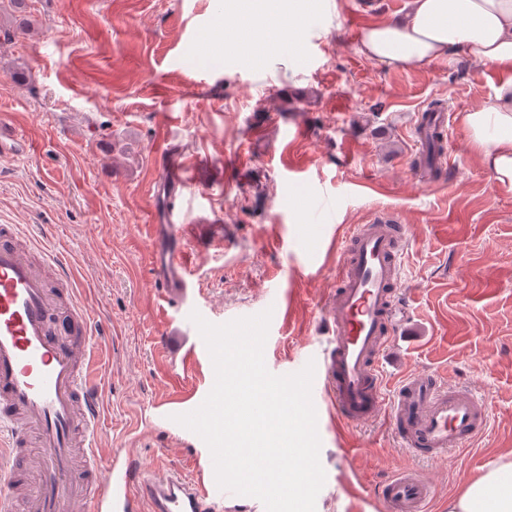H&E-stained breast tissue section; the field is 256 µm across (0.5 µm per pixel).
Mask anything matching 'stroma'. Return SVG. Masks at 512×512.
I'll return each instance as SVG.
<instances>
[{
  "mask_svg": "<svg viewBox=\"0 0 512 512\" xmlns=\"http://www.w3.org/2000/svg\"><path fill=\"white\" fill-rule=\"evenodd\" d=\"M409 0H278L297 32L289 49L245 58L222 40L236 27L222 0H28L29 34L0 44V127L23 131L0 154V224L47 226L49 248L83 284L102 327L93 357L101 454L156 451L188 471L209 454L163 409L208 395L211 362L160 296L147 256L150 225L182 210L200 315L214 324L287 307L264 347L275 375L319 350V321L336 287L340 246L354 225L398 210L416 241L401 272L398 331L384 364L389 386L441 372L490 400L487 432L468 450L424 463L437 487L430 512L493 457L512 452V193L471 144L465 112L491 103L512 69L457 51L385 69L360 50L371 26L401 18ZM27 65L26 83L12 75ZM450 117L452 174L415 167V122L432 101ZM174 122H166V115ZM264 125L263 135L250 131ZM305 127L293 138L296 127ZM249 151L247 168L233 167ZM193 165V194L161 186L166 159ZM236 236L218 245L225 225ZM287 238L288 250L275 242ZM288 274L280 299L268 275ZM325 483L316 512H381L378 486L411 462L388 416L358 428L320 401Z\"/></svg>",
  "mask_w": 512,
  "mask_h": 512,
  "instance_id": "obj_1",
  "label": "stroma"
}]
</instances>
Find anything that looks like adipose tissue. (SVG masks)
Masks as SVG:
<instances>
[{
	"instance_id": "ef3b65f1",
	"label": "adipose tissue",
	"mask_w": 512,
	"mask_h": 512,
	"mask_svg": "<svg viewBox=\"0 0 512 512\" xmlns=\"http://www.w3.org/2000/svg\"><path fill=\"white\" fill-rule=\"evenodd\" d=\"M269 0H239V24L230 35L245 55L286 45L287 21L268 20ZM363 52L386 69L447 56L455 48L484 64L512 67V0H409L405 19L370 27ZM473 147L499 188L512 193V82L494 102L463 116ZM448 512H512V453L491 459L448 501Z\"/></svg>"
}]
</instances>
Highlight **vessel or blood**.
Instances as JSON below:
<instances>
[{"instance_id": "b4317fda", "label": "vessel or blood", "mask_w": 512, "mask_h": 512, "mask_svg": "<svg viewBox=\"0 0 512 512\" xmlns=\"http://www.w3.org/2000/svg\"><path fill=\"white\" fill-rule=\"evenodd\" d=\"M189 163L161 179L191 189ZM150 268L163 300L190 326L191 259L174 224L150 227ZM412 239L399 212L379 215L342 246L338 285L323 319L326 347L314 357L313 397L330 393L341 418L359 425L388 414L413 457L465 450L486 433V401L447 374H412L384 390L382 359L396 325L397 281ZM42 244L19 225L0 224V512H223L226 491L167 464L142 467L128 448L97 450L100 381L93 363L94 316L71 281L72 329L56 326L59 302L29 257ZM384 512H426L434 483L416 468L378 489Z\"/></svg>"}]
</instances>
